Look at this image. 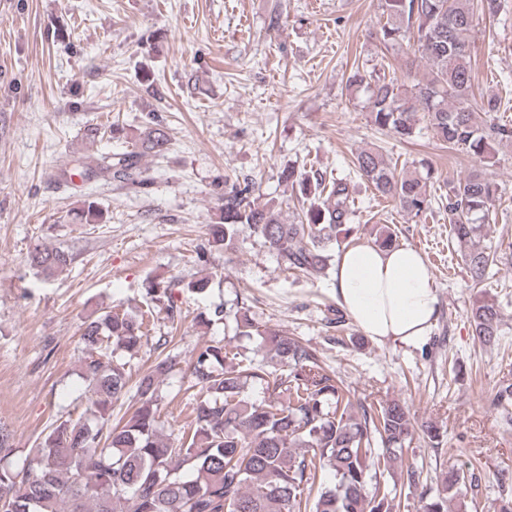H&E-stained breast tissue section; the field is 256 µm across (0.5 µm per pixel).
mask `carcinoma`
<instances>
[{"label":"carcinoma","mask_w":512,"mask_h":512,"mask_svg":"<svg viewBox=\"0 0 512 512\" xmlns=\"http://www.w3.org/2000/svg\"><path fill=\"white\" fill-rule=\"evenodd\" d=\"M479 8L492 13L497 0H381L377 41L386 48L412 43L414 53L430 63L431 77L405 89L389 73L354 70L348 90L353 99L365 94L373 126L408 140L421 133L422 121L448 149L486 163L494 158L495 141L512 139L511 125L480 120L479 113L499 110L501 97L474 95L472 30ZM167 145L163 130L149 125L131 150L100 157L84 167L83 175L135 184L142 158L164 154ZM353 165L380 196L409 215H425L435 205L448 212L451 238L462 248L472 284L485 280L494 257L484 244V229L490 202L500 192L497 183L474 171L434 198L427 190L429 167L423 175L398 172L373 149L357 153ZM279 179L298 193L300 223L283 222L275 200L259 202L251 179H226L224 205L210 225L208 246L232 249L248 229L277 253L285 269L318 272L336 245V232L354 221L350 181L294 166L282 170ZM375 243L392 248L397 233L384 225L376 230ZM29 262L51 277L67 269L71 257L60 247L37 246ZM468 315L482 345L500 344L497 302L476 298ZM214 316L232 322L236 336L259 337L260 348L274 353L280 368L231 357L219 342L201 347L191 365L200 396L175 442L158 435V384L173 366L168 355L157 357L139 378L132 414L112 424V401L128 384L126 363L113 360V354L117 349L131 358L138 353L148 312L105 307L87 317L81 339L88 351L90 416L52 422L22 466H0V512H397V487L377 481L370 492L367 486L370 466L390 469L413 439L405 404L361 403L355 412L350 391L322 366L315 349L255 323L239 307L216 309ZM251 383L264 386L269 399L250 400L245 389ZM326 471L335 479L332 486L317 480ZM464 480L458 467L440 473L425 512H448V494Z\"/></svg>","instance_id":"obj_1"}]
</instances>
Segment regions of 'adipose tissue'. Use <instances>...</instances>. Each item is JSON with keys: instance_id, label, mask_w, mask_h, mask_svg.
Returning <instances> with one entry per match:
<instances>
[{"instance_id": "obj_1", "label": "adipose tissue", "mask_w": 512, "mask_h": 512, "mask_svg": "<svg viewBox=\"0 0 512 512\" xmlns=\"http://www.w3.org/2000/svg\"><path fill=\"white\" fill-rule=\"evenodd\" d=\"M336 301L372 340L425 342L439 311V296L423 255L409 245L350 247L339 257Z\"/></svg>"}]
</instances>
